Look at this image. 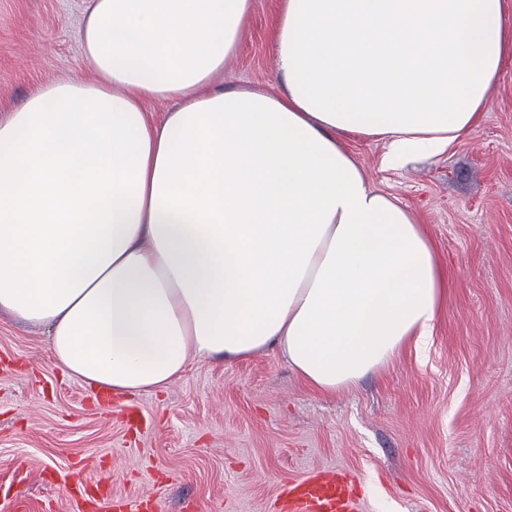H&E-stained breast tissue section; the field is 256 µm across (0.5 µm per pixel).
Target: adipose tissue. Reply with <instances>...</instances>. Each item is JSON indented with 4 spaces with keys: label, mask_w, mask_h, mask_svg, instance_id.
Wrapping results in <instances>:
<instances>
[{
    "label": "adipose tissue",
    "mask_w": 512,
    "mask_h": 512,
    "mask_svg": "<svg viewBox=\"0 0 512 512\" xmlns=\"http://www.w3.org/2000/svg\"><path fill=\"white\" fill-rule=\"evenodd\" d=\"M250 0H90L92 74L0 120V309L121 393L276 348L314 390L422 352L431 240L340 141L387 169L476 126L512 56L507 0H284L279 95L214 87ZM172 100L161 121L143 103Z\"/></svg>",
    "instance_id": "obj_1"
}]
</instances>
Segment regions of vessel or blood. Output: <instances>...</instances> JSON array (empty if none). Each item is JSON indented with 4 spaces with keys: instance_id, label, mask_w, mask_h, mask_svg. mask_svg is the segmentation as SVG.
<instances>
[{
    "instance_id": "b4317fda",
    "label": "vessel or blood",
    "mask_w": 512,
    "mask_h": 512,
    "mask_svg": "<svg viewBox=\"0 0 512 512\" xmlns=\"http://www.w3.org/2000/svg\"><path fill=\"white\" fill-rule=\"evenodd\" d=\"M54 483L61 488L71 512H142L145 501L111 495L100 485L77 475L76 466L57 471ZM283 512H358V502L346 481L313 474L283 485Z\"/></svg>"
}]
</instances>
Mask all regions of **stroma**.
Returning a JSON list of instances; mask_svg holds the SVG:
<instances>
[{
    "label": "stroma",
    "mask_w": 512,
    "mask_h": 512,
    "mask_svg": "<svg viewBox=\"0 0 512 512\" xmlns=\"http://www.w3.org/2000/svg\"><path fill=\"white\" fill-rule=\"evenodd\" d=\"M89 0H0V116L41 86L89 79L80 44ZM281 0H251L215 86L278 93ZM371 186L429 230L444 300L424 354L404 350L352 390L311 389L275 351L189 364L165 390L100 407L51 357L44 327L0 312V512H69L34 482L78 464L116 496L158 512H276L283 483L345 473L359 512H512V57L478 126L402 169L347 135ZM151 423L129 435L123 408Z\"/></svg>",
    "instance_id": "stroma-1"
}]
</instances>
